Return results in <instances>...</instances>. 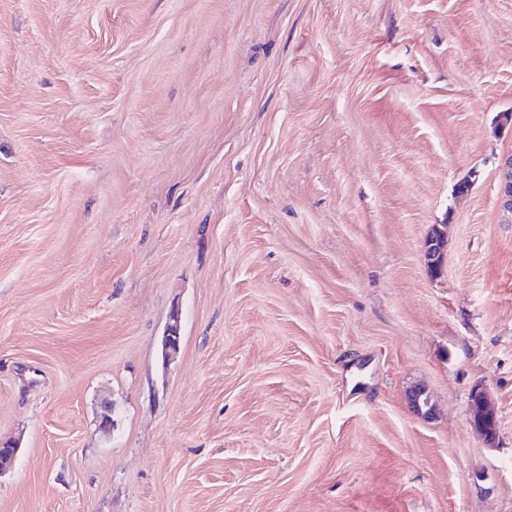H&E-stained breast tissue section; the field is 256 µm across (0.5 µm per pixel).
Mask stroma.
I'll list each match as a JSON object with an SVG mask.
<instances>
[{
  "label": "stroma",
  "mask_w": 512,
  "mask_h": 512,
  "mask_svg": "<svg viewBox=\"0 0 512 512\" xmlns=\"http://www.w3.org/2000/svg\"><path fill=\"white\" fill-rule=\"evenodd\" d=\"M505 112L512 0H0V512H512ZM448 241L447 225L436 226L425 241V249L430 263L438 267L442 261L446 242ZM473 402V427L479 434L490 438L496 430L493 406L484 393H476Z\"/></svg>",
  "instance_id": "stroma-1"
}]
</instances>
